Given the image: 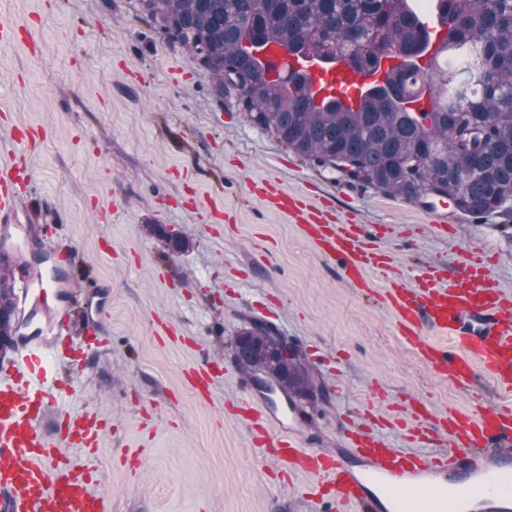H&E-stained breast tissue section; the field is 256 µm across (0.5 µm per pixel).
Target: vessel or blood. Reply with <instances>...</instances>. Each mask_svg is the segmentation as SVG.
I'll list each match as a JSON object with an SVG mask.
<instances>
[{
	"label": "vessel or blood",
	"instance_id": "b4317fda",
	"mask_svg": "<svg viewBox=\"0 0 512 512\" xmlns=\"http://www.w3.org/2000/svg\"><path fill=\"white\" fill-rule=\"evenodd\" d=\"M260 59L279 73L297 67L295 58L271 47ZM310 94L350 105L358 87L380 84L384 71L356 73L343 65L325 69L309 62ZM23 170L0 165V250H14L32 235L19 219ZM268 202L305 231L320 253L343 263L347 282L362 288L365 272L384 264L357 225L337 224L308 205L303 195L270 187ZM48 277L34 267L19 278L17 312L29 333L21 337L10 376L0 380V512H110L107 496L95 488L88 467L71 461L68 449L94 453L104 422L98 415L68 411L59 392L57 343L89 333L100 314L76 316L61 307L44 313ZM399 334L434 371L456 385L470 386L483 367L502 392L512 396V294L493 281L479 256L442 270H413L410 284L392 282L386 292ZM448 337L451 348L425 341V333ZM233 413L251 428L261 454L280 467L308 476L307 500L315 512H512V406L449 411L435 425L448 438V450L427 458L418 448L427 437L421 426L425 405L412 407L400 426L411 450L390 447L375 428L360 424L344 448L329 452L300 447L292 424L267 404L239 400ZM53 419L55 435L43 424Z\"/></svg>",
	"mask_w": 512,
	"mask_h": 512
}]
</instances>
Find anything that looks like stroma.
<instances>
[{
	"instance_id": "1",
	"label": "stroma",
	"mask_w": 512,
	"mask_h": 512,
	"mask_svg": "<svg viewBox=\"0 0 512 512\" xmlns=\"http://www.w3.org/2000/svg\"><path fill=\"white\" fill-rule=\"evenodd\" d=\"M1 17L21 34L0 43V164H26L21 222L61 228L24 253H74L73 267L96 283L90 295L106 304V344L91 352L72 337L86 363L65 366L59 384L69 411L107 422L94 463L112 512H310L306 477L265 461L226 410L243 392L234 339L272 313L326 391L316 402L273 397L293 405L301 447H342L350 412L388 419L385 438L401 448L395 422L410 404L436 415L499 405L484 369L468 391L419 360L384 294L415 266L470 254L512 291L504 217L441 215L314 169L217 106L210 74L163 41L140 0H0ZM19 128L33 140L16 141ZM268 181L359 224L389 267L369 271L367 289L346 282L268 204ZM147 224L183 234L188 249L168 253ZM203 362L213 379L205 396L186 377Z\"/></svg>"
}]
</instances>
